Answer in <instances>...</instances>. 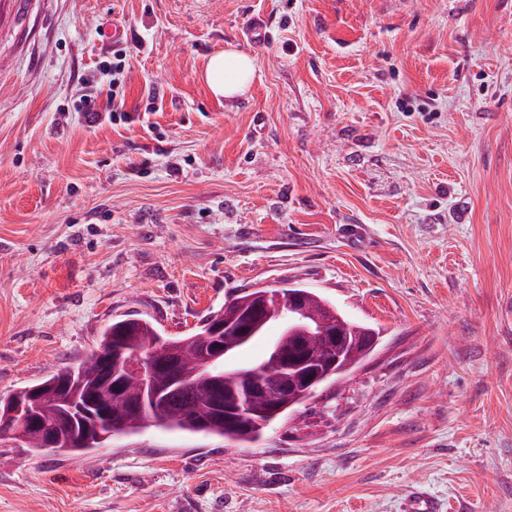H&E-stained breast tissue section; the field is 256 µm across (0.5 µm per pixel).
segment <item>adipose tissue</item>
I'll return each mask as SVG.
<instances>
[{
	"label": "adipose tissue",
	"mask_w": 512,
	"mask_h": 512,
	"mask_svg": "<svg viewBox=\"0 0 512 512\" xmlns=\"http://www.w3.org/2000/svg\"><path fill=\"white\" fill-rule=\"evenodd\" d=\"M255 72L254 57L230 46L209 58L201 78L214 96L232 98L248 90Z\"/></svg>",
	"instance_id": "adipose-tissue-1"
}]
</instances>
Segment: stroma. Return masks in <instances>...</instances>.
Segmentation results:
<instances>
[{
    "label": "stroma",
    "mask_w": 512,
    "mask_h": 512,
    "mask_svg": "<svg viewBox=\"0 0 512 512\" xmlns=\"http://www.w3.org/2000/svg\"><path fill=\"white\" fill-rule=\"evenodd\" d=\"M289 285L379 332L343 384L251 442L0 436V512H512V0H0V394ZM255 72V58L229 45L209 58L201 78L214 96L232 98L248 90ZM127 53L123 49L112 51V95L108 98L105 112H110L109 116L115 117L116 112L127 119L125 114V95L123 92V78L126 67ZM207 325L200 326L188 336L178 338L164 337L159 328L149 319L136 317L134 315H124L112 319V321L105 326L102 331V339L100 346L114 343L117 338L136 339L145 345H152L160 337L168 341L172 349L180 352L182 350L180 343L190 337L195 336L206 328Z\"/></svg>",
    "instance_id": "obj_1"
}]
</instances>
